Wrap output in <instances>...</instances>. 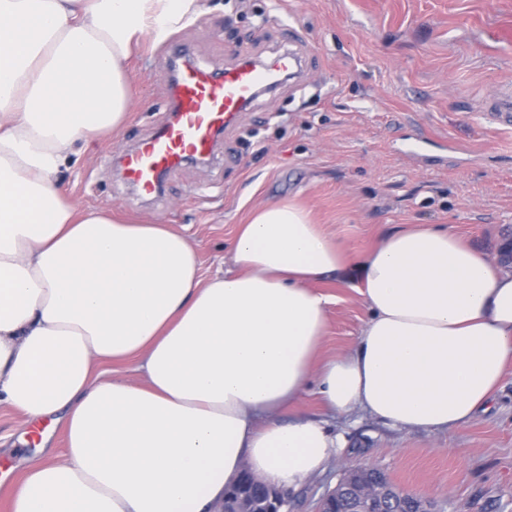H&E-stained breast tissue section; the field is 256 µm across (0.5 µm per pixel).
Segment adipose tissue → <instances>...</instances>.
<instances>
[{"mask_svg":"<svg viewBox=\"0 0 512 512\" xmlns=\"http://www.w3.org/2000/svg\"><path fill=\"white\" fill-rule=\"evenodd\" d=\"M201 0H0V406L56 418L63 458L31 461L11 512H210L242 469L292 489L343 441L335 416L467 427L512 365V264L448 225L352 253L288 201L254 209L203 277L157 220L81 208L59 174L134 100L125 63ZM329 277L367 311L319 360ZM133 359L134 384L105 362ZM315 391L321 416L299 413Z\"/></svg>","mask_w":512,"mask_h":512,"instance_id":"ef3b65f1","label":"adipose tissue"}]
</instances>
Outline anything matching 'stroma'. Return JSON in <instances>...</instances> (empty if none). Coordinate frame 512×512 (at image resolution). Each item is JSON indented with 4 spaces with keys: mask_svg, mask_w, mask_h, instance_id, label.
<instances>
[{
    "mask_svg": "<svg viewBox=\"0 0 512 512\" xmlns=\"http://www.w3.org/2000/svg\"><path fill=\"white\" fill-rule=\"evenodd\" d=\"M305 54V85L262 93L225 130L216 158L184 164L141 202L112 161L168 115L175 49L221 69L240 57ZM135 99L112 140L76 155L61 178L85 207L158 218L195 244L204 275L231 265L227 244L252 209L294 201L353 252L393 228L447 224L478 247L512 244V131L482 103L512 83V0H203L163 45L129 61ZM322 358L349 350L366 318L361 294L329 278ZM346 438L325 471L291 491L288 512H316L347 467L383 470L438 512H512V368L492 409L459 430H400L369 417L336 420ZM22 417L0 406V512L40 456Z\"/></svg>",
    "mask_w": 512,
    "mask_h": 512,
    "instance_id": "stroma-1",
    "label": "stroma"
}]
</instances>
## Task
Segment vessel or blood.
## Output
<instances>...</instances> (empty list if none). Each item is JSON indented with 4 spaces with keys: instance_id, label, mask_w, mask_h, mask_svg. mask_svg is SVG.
<instances>
[{
    "instance_id": "vessel-or-blood-1",
    "label": "vessel or blood",
    "mask_w": 512,
    "mask_h": 512,
    "mask_svg": "<svg viewBox=\"0 0 512 512\" xmlns=\"http://www.w3.org/2000/svg\"><path fill=\"white\" fill-rule=\"evenodd\" d=\"M299 57L280 53L268 65L242 60L221 70L188 62L169 83L170 113L152 135L119 159L121 179L141 200L156 198L167 175L186 161L213 158L220 134L240 112L273 85L276 75L300 74ZM485 118L503 129L512 128V84H502L485 103Z\"/></svg>"
}]
</instances>
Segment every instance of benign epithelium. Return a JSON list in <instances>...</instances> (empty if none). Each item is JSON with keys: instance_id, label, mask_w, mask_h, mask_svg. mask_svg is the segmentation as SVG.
Wrapping results in <instances>:
<instances>
[{"instance_id": "1", "label": "benign epithelium", "mask_w": 512, "mask_h": 512, "mask_svg": "<svg viewBox=\"0 0 512 512\" xmlns=\"http://www.w3.org/2000/svg\"><path fill=\"white\" fill-rule=\"evenodd\" d=\"M347 478L327 492L320 500L317 512H336L340 491H346L355 501L356 512H433L427 499L411 495L395 486L381 470L371 466H353ZM254 489L242 485L231 488L215 512H284L288 500L284 492L253 480Z\"/></svg>"}]
</instances>
